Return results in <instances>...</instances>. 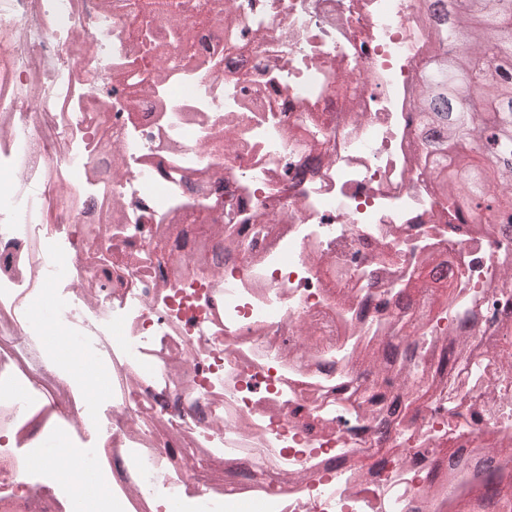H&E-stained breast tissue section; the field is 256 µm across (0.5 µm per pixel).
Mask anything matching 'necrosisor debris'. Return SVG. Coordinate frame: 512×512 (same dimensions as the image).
Returning a JSON list of instances; mask_svg holds the SVG:
<instances>
[{
  "label": "necrosis or debris",
  "instance_id": "obj_1",
  "mask_svg": "<svg viewBox=\"0 0 512 512\" xmlns=\"http://www.w3.org/2000/svg\"><path fill=\"white\" fill-rule=\"evenodd\" d=\"M169 2L0 0V505L448 512L472 480L511 486L512 364L484 341L512 353V234L434 191L417 0H220L175 30ZM216 206L234 251L171 275L187 214ZM419 292L423 334L378 369L367 348ZM420 369L427 394L381 430ZM102 372L104 409L84 392ZM52 415L72 436L44 473ZM98 447L107 494L70 497ZM453 454L495 463L452 479Z\"/></svg>",
  "mask_w": 512,
  "mask_h": 512
}]
</instances>
